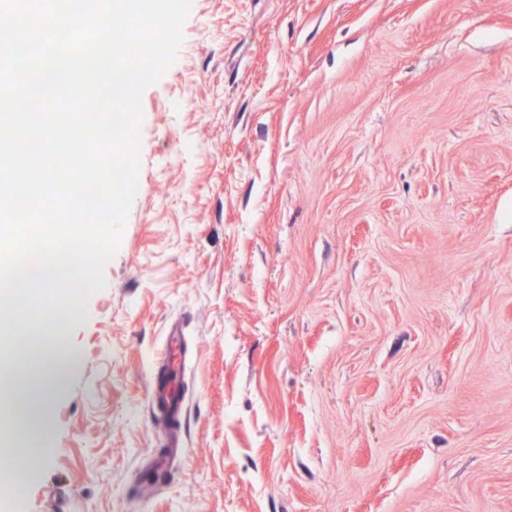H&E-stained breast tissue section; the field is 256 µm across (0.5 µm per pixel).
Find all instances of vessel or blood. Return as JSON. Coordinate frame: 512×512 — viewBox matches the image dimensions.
<instances>
[{
	"label": "vessel or blood",
	"instance_id": "vessel-or-blood-1",
	"mask_svg": "<svg viewBox=\"0 0 512 512\" xmlns=\"http://www.w3.org/2000/svg\"><path fill=\"white\" fill-rule=\"evenodd\" d=\"M186 370L183 340L179 327H171L165 338V355L149 375L148 401L159 413L167 433H175L184 416L187 388L183 384Z\"/></svg>",
	"mask_w": 512,
	"mask_h": 512
}]
</instances>
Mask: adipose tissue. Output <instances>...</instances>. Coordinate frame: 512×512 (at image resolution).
I'll list each match as a JSON object with an SVG mask.
<instances>
[{
	"label": "adipose tissue",
	"instance_id": "obj_1",
	"mask_svg": "<svg viewBox=\"0 0 512 512\" xmlns=\"http://www.w3.org/2000/svg\"><path fill=\"white\" fill-rule=\"evenodd\" d=\"M69 243V237H55L54 256L36 268L23 269L8 261L0 263V279L10 280L15 285V291L10 298L0 297V332H9L11 323L18 317L23 316L29 320L28 340L13 341L8 353L0 356L1 381H10L15 386L27 389L37 387L48 391L56 390L65 381L72 365L71 350L63 339L53 343L42 342L44 322L51 318L52 313L46 310L36 315L31 314L27 301L29 297L43 293L52 286V273L61 272L65 267V249ZM46 359L53 365L52 376L34 377L33 369ZM40 416V408L31 407L25 402L19 403L8 430L9 443L18 450L15 466L28 475L33 473L35 464L33 456L24 451L29 443L27 430Z\"/></svg>",
	"mask_w": 512,
	"mask_h": 512
}]
</instances>
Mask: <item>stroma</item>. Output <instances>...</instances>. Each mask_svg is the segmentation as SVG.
I'll return each mask as SVG.
<instances>
[{
    "label": "stroma",
    "instance_id": "obj_1",
    "mask_svg": "<svg viewBox=\"0 0 512 512\" xmlns=\"http://www.w3.org/2000/svg\"><path fill=\"white\" fill-rule=\"evenodd\" d=\"M183 36L0 512H512V0H192ZM186 370L181 329L172 326L165 336V355L149 375L148 401L159 413V421L169 436L181 427L187 385H182Z\"/></svg>",
    "mask_w": 512,
    "mask_h": 512
}]
</instances>
